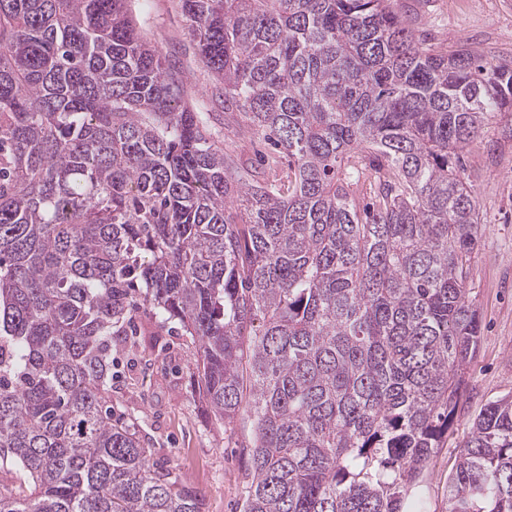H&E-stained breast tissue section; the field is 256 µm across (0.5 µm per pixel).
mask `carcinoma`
<instances>
[{"label":"carcinoma","instance_id":"carcinoma-1","mask_svg":"<svg viewBox=\"0 0 512 512\" xmlns=\"http://www.w3.org/2000/svg\"><path fill=\"white\" fill-rule=\"evenodd\" d=\"M126 2L0 0V512H205L106 406L139 298L197 340L214 418L247 409L244 512H427L480 336L463 156L512 65L434 49L391 0H180L273 147L258 177ZM448 512H512V397L472 421Z\"/></svg>","mask_w":512,"mask_h":512}]
</instances>
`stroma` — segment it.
Segmentation results:
<instances>
[{
    "label": "stroma",
    "mask_w": 512,
    "mask_h": 512,
    "mask_svg": "<svg viewBox=\"0 0 512 512\" xmlns=\"http://www.w3.org/2000/svg\"><path fill=\"white\" fill-rule=\"evenodd\" d=\"M142 35L183 75L186 100L200 111L212 138L242 167H260L269 147L225 111L217 85L196 55L179 0H129ZM398 15L441 48L465 43L476 53L512 61V0H393ZM464 178L482 215L467 287L481 335L467 365V386L447 437L426 474L429 512H446L453 474L473 418L490 402L512 395V112L485 121L464 157ZM137 333L112 345V413L136 423L150 439L154 463L174 469L199 491L205 512H243L249 482L240 450L251 437L247 415L232 427L208 417L197 394V349L176 325L138 303Z\"/></svg>",
    "instance_id": "obj_1"
}]
</instances>
